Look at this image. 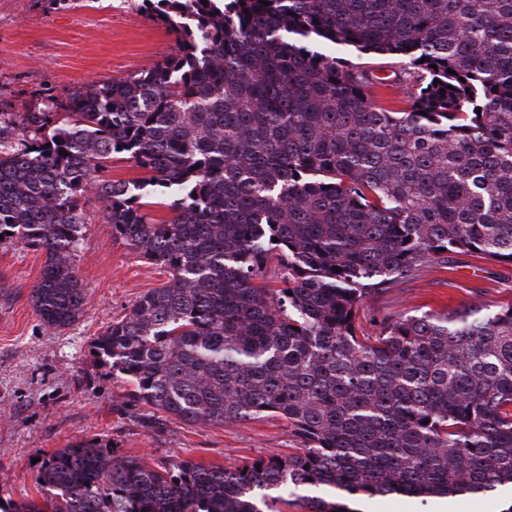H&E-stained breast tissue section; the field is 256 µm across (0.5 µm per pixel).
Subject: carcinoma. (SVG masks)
<instances>
[{"instance_id":"carcinoma-1","label":"carcinoma","mask_w":512,"mask_h":512,"mask_svg":"<svg viewBox=\"0 0 512 512\" xmlns=\"http://www.w3.org/2000/svg\"><path fill=\"white\" fill-rule=\"evenodd\" d=\"M269 2L142 0L174 36L163 63L0 106V234L46 252L30 298L67 328L86 300L83 202L98 199L112 237L169 278L95 358L169 417L274 414L301 447L156 470L79 442L42 462L44 502L11 512H261L288 489L512 484V303L357 326L372 295L445 252L512 264V0ZM312 41L403 59L407 95L377 96L374 70ZM116 155L150 176L112 180ZM155 195L172 219L151 217ZM272 257L278 288L260 283Z\"/></svg>"}]
</instances>
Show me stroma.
Wrapping results in <instances>:
<instances>
[{"mask_svg": "<svg viewBox=\"0 0 512 512\" xmlns=\"http://www.w3.org/2000/svg\"><path fill=\"white\" fill-rule=\"evenodd\" d=\"M166 30L126 0H0V100L22 112L38 93L60 95L80 84L122 79L173 53ZM92 201L74 264L86 288L83 316L71 327L44 328L30 300L44 251L0 243V506L41 501L37 459L68 445L95 441L153 468L180 460L234 466L300 442L279 417L224 425H188L133 402L131 385L112 378L91 354L93 339L122 319L145 292L163 287L167 272L149 264L101 220ZM512 302V264L475 253H448L391 289L372 296L360 332L426 311ZM350 512H433L435 500L401 495L350 496Z\"/></svg>", "mask_w": 512, "mask_h": 512, "instance_id": "obj_1", "label": "stroma"}]
</instances>
